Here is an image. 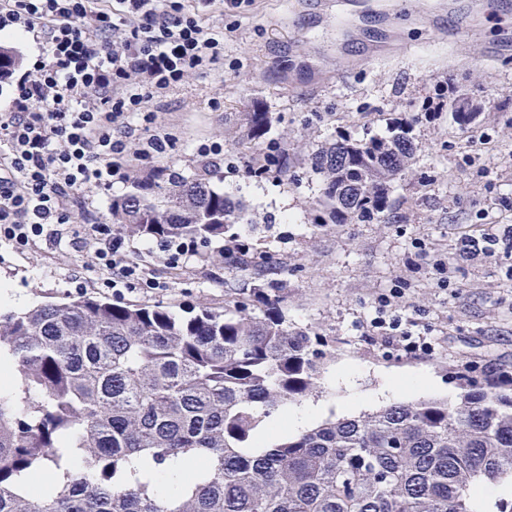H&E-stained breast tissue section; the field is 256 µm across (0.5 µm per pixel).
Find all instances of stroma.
<instances>
[{"label":"stroma","instance_id":"35a3bbf8","mask_svg":"<svg viewBox=\"0 0 512 512\" xmlns=\"http://www.w3.org/2000/svg\"><path fill=\"white\" fill-rule=\"evenodd\" d=\"M359 0H252L225 12L212 6L202 23L224 33L217 63L188 75L148 103L157 121L135 131L134 142L165 137L158 167L184 174L199 170L196 148L224 144L216 160L220 189L242 200L254 217L223 239L198 244L184 267L158 257L155 241L126 237L125 250L144 275L116 292L102 284L86 254L37 244L16 250L0 244V287L27 307L80 294L118 303L161 305L183 316L207 307L233 312L258 280L281 283L279 304L288 324L321 337L320 388L309 403L322 418H340L341 403L364 399L383 376H429L431 388L404 401L455 398L451 368L489 361L512 366V253L463 261L459 240L489 226H512V49L489 51L505 33L495 0H486L479 39L463 62L449 61L448 27L464 28L469 0H380L383 13L357 14ZM443 108L425 118L429 102ZM269 116L263 140L250 142L241 127L246 112ZM472 113L460 123L458 113ZM403 127L416 162L389 193L384 217L316 227L315 204L323 181L308 156L328 141L389 136ZM281 148L282 172L255 175V157L267 145ZM493 177L479 176V168ZM129 160L125 180L90 192L81 221H110L113 197L143 170ZM247 254L252 266L234 258ZM454 266L455 287L433 269L437 258ZM399 289L396 307L416 322L433 345L414 357L382 345L367 333L377 299Z\"/></svg>","mask_w":512,"mask_h":512}]
</instances>
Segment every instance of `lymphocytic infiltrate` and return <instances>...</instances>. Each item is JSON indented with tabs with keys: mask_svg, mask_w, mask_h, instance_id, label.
Returning <instances> with one entry per match:
<instances>
[{
	"mask_svg": "<svg viewBox=\"0 0 512 512\" xmlns=\"http://www.w3.org/2000/svg\"><path fill=\"white\" fill-rule=\"evenodd\" d=\"M216 0H0V32L36 37L43 59L15 82L0 114V242L42 241L89 252L112 288H130L140 266L111 225L76 227L83 192L124 179L133 118L155 124L151 93L214 63L223 35L203 26ZM384 345L428 355L402 318L372 319Z\"/></svg>",
	"mask_w": 512,
	"mask_h": 512,
	"instance_id": "1",
	"label": "lymphocytic infiltrate"
}]
</instances>
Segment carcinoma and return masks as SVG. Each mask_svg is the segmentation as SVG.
Returning a JSON list of instances; mask_svg holds the SVG:
<instances>
[{"instance_id":"1","label":"carcinoma","mask_w":512,"mask_h":512,"mask_svg":"<svg viewBox=\"0 0 512 512\" xmlns=\"http://www.w3.org/2000/svg\"><path fill=\"white\" fill-rule=\"evenodd\" d=\"M0 45V83L21 68ZM267 113L247 112L260 140ZM402 127L309 157L323 178L314 223L369 221L413 165ZM112 228L210 242L252 217L212 177L169 168L112 199ZM261 316L82 295L0 312V512H480L512 485V386L460 375L453 400L395 403L289 434L272 428L319 389V342L288 326L279 285L252 289ZM43 471L55 480L33 486Z\"/></svg>"}]
</instances>
